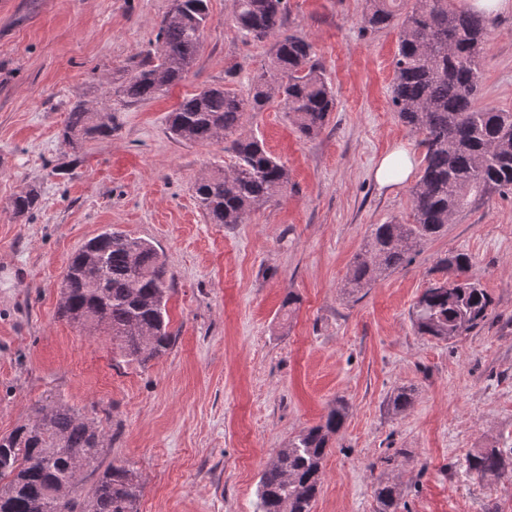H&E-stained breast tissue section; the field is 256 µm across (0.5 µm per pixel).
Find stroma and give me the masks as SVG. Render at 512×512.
Returning a JSON list of instances; mask_svg holds the SVG:
<instances>
[{"mask_svg": "<svg viewBox=\"0 0 512 512\" xmlns=\"http://www.w3.org/2000/svg\"><path fill=\"white\" fill-rule=\"evenodd\" d=\"M170 4L0 0V436L51 395L107 435L78 494L124 460L141 476L139 512H257L274 453L341 399L348 415L313 512H376L381 478L400 485L399 512H512V479L466 465L482 448L512 464V194L476 203L409 263L344 295L371 225L411 212V184L380 189L377 162L400 143L425 153L391 102L398 32L362 30L366 0H289L286 28L312 42L336 109L313 139L276 100L252 119L248 132L291 184L245 223H206L192 192L231 154L166 132L184 97L209 85L246 93L267 62L269 43L235 29L233 0H210L181 82L119 109L112 137L64 147L72 102L97 99L103 80L120 83ZM477 103L512 112V13L489 23ZM27 184L39 206L19 220L9 201ZM108 225L157 244L174 277L176 339L145 368L113 360L105 336L57 315L69 255ZM452 252L471 257L492 310L453 340L418 335L412 308ZM403 387L413 404L398 414L389 399Z\"/></svg>", "mask_w": 512, "mask_h": 512, "instance_id": "obj_1", "label": "stroma"}]
</instances>
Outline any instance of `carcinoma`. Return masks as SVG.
Instances as JSON below:
<instances>
[{
    "mask_svg": "<svg viewBox=\"0 0 512 512\" xmlns=\"http://www.w3.org/2000/svg\"><path fill=\"white\" fill-rule=\"evenodd\" d=\"M362 29L398 30L392 103L401 122L423 135L421 175L411 190L412 220L375 224L353 257L344 288L357 293L410 261L409 254L439 236L456 215L477 201L512 191V112L476 106L485 62L486 17L455 8L454 0H367ZM287 0H234V24L246 39L271 42L267 65L248 96L205 87L169 114L167 131L178 142L224 144L234 163L199 178L197 206L213 224L244 223L290 185L288 169L245 131L271 100L284 103L288 119L305 139L317 137L336 106L335 94L314 60L312 43L285 28ZM211 23L208 0H172L160 22L155 48L116 90L104 80L99 108L77 99L60 132L76 151L112 136V96L122 106L149 100L183 80L195 65ZM39 192L23 186L10 199L16 218L37 209ZM448 277L431 284L414 305L415 332L453 340L488 317L492 299L469 277L471 258L461 252L439 260ZM173 276L154 242L106 228L70 256L60 282L61 318L94 335L111 336L112 354L147 366L173 345L167 304ZM413 390L391 398L406 411ZM347 415L336 403L324 419L275 452L259 480V512H312L330 440ZM106 447L104 428L65 404L47 400L31 418L0 437V512H137L143 484L124 461L108 465L87 495L80 465L96 461ZM467 467L498 480L504 458L481 449ZM401 489L381 483L377 512H398Z\"/></svg>",
    "mask_w": 512,
    "mask_h": 512,
    "instance_id": "cac0c4a2",
    "label": "carcinoma"
}]
</instances>
